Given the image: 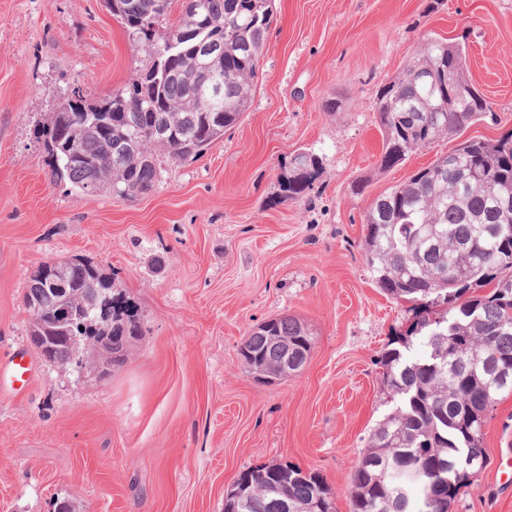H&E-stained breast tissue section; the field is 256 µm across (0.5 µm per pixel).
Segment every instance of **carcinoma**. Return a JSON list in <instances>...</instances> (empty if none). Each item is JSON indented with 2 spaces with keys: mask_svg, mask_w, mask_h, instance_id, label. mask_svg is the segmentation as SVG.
<instances>
[{
  "mask_svg": "<svg viewBox=\"0 0 512 512\" xmlns=\"http://www.w3.org/2000/svg\"><path fill=\"white\" fill-rule=\"evenodd\" d=\"M173 4L112 0V14L152 63L100 102L108 117L94 120L79 106L53 113L42 130L53 182L88 197L136 198L158 180V152L173 161L197 157L246 112L272 0H197V13L181 8L159 36ZM204 43L221 51L213 77L200 67ZM375 111L380 168L388 170L458 135L489 103L467 76L465 47L428 39L377 91ZM320 168L318 156L295 151L280 191L302 197ZM365 224V259L378 287L409 304L412 317L378 359L391 409L370 431L351 475V512H448L485 463L488 410L512 395V132L494 142L462 141L377 196ZM485 287L492 291L475 294ZM28 291L42 298L40 312L30 313L31 342L53 364L80 371L121 364L142 334L136 307L89 261L50 259ZM272 323L268 335L250 333L243 363L266 373L286 355L289 368H302L308 332L290 316ZM74 334L93 337L82 344L94 354L84 364L74 358ZM224 512L334 510L318 474L275 463L244 471Z\"/></svg>",
  "mask_w": 512,
  "mask_h": 512,
  "instance_id": "cac0c4a2",
  "label": "carcinoma"
}]
</instances>
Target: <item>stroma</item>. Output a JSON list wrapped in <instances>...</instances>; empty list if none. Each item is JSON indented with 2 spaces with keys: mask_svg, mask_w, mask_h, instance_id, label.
I'll use <instances>...</instances> for the list:
<instances>
[{
  "mask_svg": "<svg viewBox=\"0 0 512 512\" xmlns=\"http://www.w3.org/2000/svg\"><path fill=\"white\" fill-rule=\"evenodd\" d=\"M241 121L196 159L160 160L147 194L89 198L53 183L39 129L81 88L98 101L150 63L103 0H0V512H224L245 470L319 473L334 512L389 410L377 358L410 314L364 259L377 195L455 146L445 139L379 167L376 91L423 39L465 45L491 106L463 138L512 131V0H274ZM335 100L336 110L325 109ZM322 158L303 198L280 190L295 150ZM97 265L137 310L142 334L102 378L44 362L24 294L38 265ZM312 338L304 367L260 382L240 350L274 317ZM512 395L484 426L487 464L448 512H512L496 478Z\"/></svg>",
  "mask_w": 512,
  "mask_h": 512,
  "instance_id": "stroma-1",
  "label": "stroma"
}]
</instances>
